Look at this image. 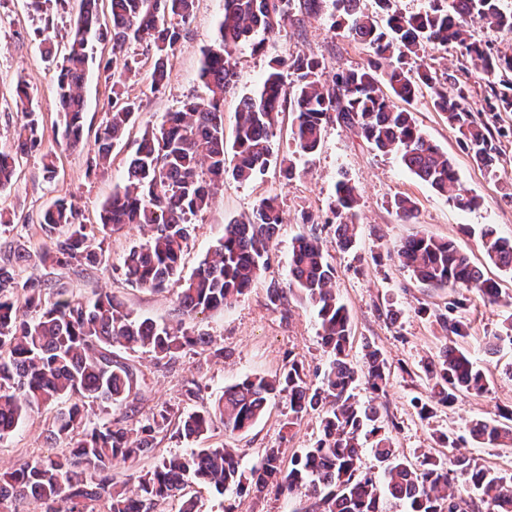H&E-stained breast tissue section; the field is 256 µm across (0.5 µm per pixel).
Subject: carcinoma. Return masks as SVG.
I'll return each mask as SVG.
<instances>
[{
	"instance_id": "1",
	"label": "carcinoma",
	"mask_w": 512,
	"mask_h": 512,
	"mask_svg": "<svg viewBox=\"0 0 512 512\" xmlns=\"http://www.w3.org/2000/svg\"><path fill=\"white\" fill-rule=\"evenodd\" d=\"M359 0H333L339 24L350 37L369 46L367 65L345 69L334 76L330 88L320 82L321 62L295 55L276 62L261 88L242 96L232 150L236 163L225 166L224 94L233 81L231 59L239 44L260 30L272 37L291 21V0H224L218 23L219 38L202 53L200 78L208 96L190 99L161 125L142 135L135 155L127 164L125 183L104 204L98 230H89L75 206L56 201L40 217L49 240L41 261L59 266H96L106 261L103 235L123 227L148 226L145 243L125 256L127 279L140 288L162 291L173 283L177 311L174 325L141 318L123 302L110 296L73 299L59 289L52 301L44 299L38 281L23 285L24 307L13 300L17 287L15 264L28 251L19 246L0 263V440L12 434L29 413L66 399L49 439L69 448L66 454L23 461L0 475V500L32 497L42 512H156L160 502L183 501L181 512H195V502L184 500L185 488L194 479L222 495L261 493L275 487L300 496L294 512H378L386 498L401 502L406 512H512V479L505 480L476 465L464 452L445 459L425 457L412 463L396 454L388 436L389 419L372 403H361L355 390L360 380L378 394L386 390L390 368L376 349L367 348L362 368L350 360L352 322L347 306L333 288L334 269L326 262L316 224L311 217L307 231L291 242L290 286L317 310L322 344L328 356L316 371L319 383L311 385L302 363L293 361L282 373L267 377L247 376L227 387L212 409L179 417V434L197 440L219 421L224 431L245 433L264 415L275 396L288 402L283 426L291 428L305 415L320 411L321 433L317 441L283 465L279 448L266 450L263 459L246 469L224 446L192 448L161 459L137 476L133 496L117 489L113 470L147 458L157 435L172 420L171 409L162 406L136 428L118 421L76 432L83 419L85 399H101L123 406L137 394L140 375L117 352L140 348L156 363L168 364L190 346L209 347L211 339L186 327L206 310L231 305L267 269L269 249L279 224L280 207L273 197L259 201L252 217L224 227L213 252L187 279L181 278V260L189 235L190 217L208 209L213 190L230 176L238 182L258 178L273 161L272 138L283 110L292 114V154L314 153L323 138L325 124L356 127L361 137L382 151L399 153L402 164L418 180L445 195L460 210L479 206V198L461 191L454 163L421 131L413 113L394 100L410 102L422 90L433 107L448 115L461 135V144L479 166L491 170L500 154L489 122L478 121L467 105L469 88L453 76L441 79L423 64L412 67L409 59L429 50L457 44L486 76L500 75L491 86L485 111H512V55L492 54L471 38L468 24L512 34V13L500 0H433L424 13L403 15L391 11V0H376L380 14H366ZM195 0H110L109 32L113 69L131 71L122 60L125 43L133 39L152 50L155 62L152 88L162 90L171 75L170 53L183 37L193 16ZM102 35L99 0H81L79 17L67 36V47L56 65L57 97L64 117L63 136L73 147L83 142L85 100L82 88L93 62L92 40ZM287 67L288 72L281 71ZM112 84L110 117L95 141V166L106 164L112 147L126 133L136 102ZM387 86L390 94L383 93ZM17 102L25 121L16 132L14 148L0 149V190L14 178L17 156L40 142L33 100L23 83L17 85ZM357 195L348 180L336 185L332 208L339 246L348 250L356 234ZM488 259L512 273V238L498 235L491 225L481 232ZM397 257L413 278L432 288L464 286L476 291L483 302L500 301L498 282L484 277L471 258L449 240L416 234L397 249ZM460 299L448 302L436 315L448 335L465 338L469 322ZM429 402L421 414L429 416L453 404L462 393L481 394L488 381L463 350L445 348L428 372ZM469 434L484 447L512 444V416L503 423L494 419L472 421ZM374 440L373 453L379 471L360 464L362 440Z\"/></svg>"
}]
</instances>
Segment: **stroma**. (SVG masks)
<instances>
[{
	"label": "stroma",
	"mask_w": 512,
	"mask_h": 512,
	"mask_svg": "<svg viewBox=\"0 0 512 512\" xmlns=\"http://www.w3.org/2000/svg\"><path fill=\"white\" fill-rule=\"evenodd\" d=\"M304 3L305 0H293L295 22L277 38L259 46L250 40L235 52L232 64L236 76L224 96L225 138L233 136L240 98L260 86L274 60L298 53L316 57L323 64L322 80L328 85L336 72L361 67L369 59L371 50L367 45L336 27L332 0H323V7L316 14L308 13ZM221 12L222 0H196L192 20L171 59L170 82L161 92L151 88L152 52L142 44L126 43L124 55L136 68L135 76L126 82V90L140 110L128 134L114 146L110 167L102 171L91 168L90 158L95 137L109 118L110 42L95 43L93 65L83 88L87 102L85 144L67 147L62 137L53 67L45 60L35 35L45 19L33 16L25 0H0V148L12 145L14 132L23 120L14 98L17 81L28 86L42 133L41 146L18 156L12 186L0 190V214L6 218L0 224V258L12 255L20 244L31 254L28 262L16 268L18 282L41 279L49 288L64 289L73 298L84 300L97 293H110L139 316L159 323L175 321V289L148 291L131 284L123 274V257L143 241L142 232L125 228L109 233L103 242L107 260L97 268L51 267L37 260L47 243L39 218L63 198L79 208L85 224L97 226L102 206L115 186L122 183L144 129L160 125L166 113L179 109L183 101L206 96L199 78L201 57L214 42ZM430 62L438 73H451L468 83L473 111L485 108L491 95L489 84L479 79L472 65L466 64L460 47L435 52ZM409 109L424 134L453 160L461 186L479 197L478 208L458 210L447 197L416 179L397 153L374 150L358 129L333 122L327 124L318 152L312 158L297 161L294 175H287L279 160L289 154L290 125L282 123L272 139L277 163L249 183L225 180L211 207L192 217L182 260V274L190 276L223 236L225 224L247 220L261 198L273 196L284 222L273 239L268 268L231 306L198 316L195 328L212 337V349H186L167 365L155 363L143 351L123 350V357L135 365L145 380L130 403L132 412L127 415L122 409L108 410L90 402L86 405V425L123 417L132 426L161 404L177 414L201 411L240 378L278 374L293 358L304 362L307 373L323 368L326 356L315 310L293 294L279 307L268 300L271 284L282 288L288 285L291 240L301 230L306 214L322 225L325 257L335 270L334 286L351 313L352 362L362 364L365 348L371 345L381 351L391 368L385 394L372 397L362 384L357 395L360 401H375L387 414L391 422L389 437L400 456L416 462L426 455H443V448L435 440L436 432L464 437L473 417L512 410V343L502 342L496 353L489 352L485 344L486 337L499 332L505 319L512 317V276L486 263L479 236L482 225L491 224L501 236L512 238V112L497 113L491 125L500 134L501 153L495 170L489 171L472 161L446 114L434 109L429 93H420ZM49 150L56 154V173L52 176L43 167ZM343 178L358 188V232L348 251L337 245L333 228L327 223L336 183ZM403 195L414 199L417 205L414 222L402 221L396 214L394 201ZM416 234L453 240L483 265L489 278L500 283L507 294L506 301L488 306L469 289L450 292L416 282L410 272L387 257L390 250ZM452 296L468 300L470 335L460 346L486 370L489 389L480 396L460 395L452 406L425 418L420 414L422 402L429 397L425 367L437 361L449 343L433 314L444 311ZM193 384L198 385L199 391L196 398L190 399L186 390ZM68 406L64 399L31 412L14 434L1 439L0 472L22 460L54 455L48 437L57 414ZM286 411L285 399H272L265 416L248 432L230 435L218 426L197 445L232 448L248 466L259 462L268 448L279 447L290 455L310 447L320 435L318 414H309L286 430L282 427ZM186 493L195 500L198 512H294L298 505L297 499L273 489L260 495L232 491L220 495L191 483Z\"/></svg>",
	"instance_id": "obj_1"
}]
</instances>
